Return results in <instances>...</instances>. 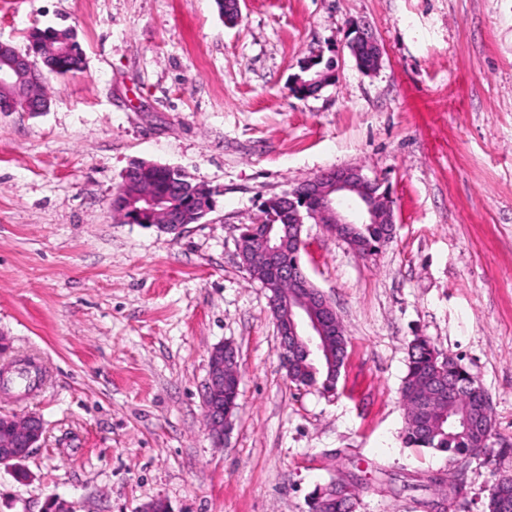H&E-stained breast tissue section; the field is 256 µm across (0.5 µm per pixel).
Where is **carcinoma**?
<instances>
[{"instance_id":"cac0c4a2","label":"carcinoma","mask_w":512,"mask_h":512,"mask_svg":"<svg viewBox=\"0 0 512 512\" xmlns=\"http://www.w3.org/2000/svg\"><path fill=\"white\" fill-rule=\"evenodd\" d=\"M169 174L155 170L143 178L139 190L150 191L162 187ZM265 220L246 224L242 232L256 241L266 232L267 225H285V215L274 207L265 206ZM358 250L373 251L385 243L382 228L358 225ZM336 335L331 337L330 359H317L301 355L289 371L290 382L297 388L317 386L330 391L337 385L341 369L347 358V338L339 325L332 326ZM457 376V393L451 399L426 401L432 383L448 381V375ZM484 388L469 378L468 370L450 355L438 351L428 340L416 338L408 351L407 373L401 387V399L406 411L403 442L413 448L449 453L469 458L487 448L494 435L495 419L485 417ZM512 504V475H502L489 490V512H498L502 499ZM353 497L333 499L327 488L317 491L311 503V512H352Z\"/></svg>"}]
</instances>
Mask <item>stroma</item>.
<instances>
[{
	"label": "stroma",
	"mask_w": 512,
	"mask_h": 512,
	"mask_svg": "<svg viewBox=\"0 0 512 512\" xmlns=\"http://www.w3.org/2000/svg\"><path fill=\"white\" fill-rule=\"evenodd\" d=\"M0 0V40L72 28L81 71L49 77L42 115L0 112V413L44 432L0 512H310L353 482V512H488L512 475V0ZM364 22L382 48L363 72ZM336 80L299 98L310 62ZM177 167L216 191L180 234L111 207L131 163ZM390 186L394 238L363 256L320 224L301 263L348 339L335 393L282 367L268 292L242 267L262 201L328 169ZM418 336L461 360L492 402L498 442L477 457L405 447L400 388ZM232 342L239 410L223 443L202 407L210 350ZM350 39L347 42L352 55L355 57L357 62H360V55L362 53L369 54L375 61V66L364 69L367 72L376 70L380 64L381 59V48L372 35L368 28L364 24L358 22H352L350 24ZM506 496L511 505L509 511H498L499 502ZM489 512H512V475H501L489 490Z\"/></svg>",
	"instance_id": "stroma-1"
}]
</instances>
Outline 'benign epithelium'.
I'll return each mask as SVG.
<instances>
[{"instance_id":"obj_1","label":"benign epithelium","mask_w":512,"mask_h":512,"mask_svg":"<svg viewBox=\"0 0 512 512\" xmlns=\"http://www.w3.org/2000/svg\"><path fill=\"white\" fill-rule=\"evenodd\" d=\"M46 30L35 27L29 35V48L22 54L11 45L0 42V88L7 96L0 99V112L20 110L33 115L49 110V96L45 91L48 71L58 69V63L68 59L72 43L61 41L52 48V58L43 57L42 43ZM355 59L363 53L369 54L376 70L380 64L381 48L368 28L358 22L350 24L347 42ZM294 86L304 91V96H315L326 86V75L321 71L304 69L296 77ZM316 202V210L302 212L298 200ZM172 194L140 195L137 204L123 210L131 224H153L154 214H164L165 223L158 228L168 233H180L187 225L196 223L207 215L195 212L193 200L175 207L169 204ZM279 202H288V237L267 227L260 244L240 242L241 265L257 278L263 288L270 292L268 301L279 336L278 355L284 368H290L298 350L312 346L324 355H331L326 339L327 318L337 317L336 310L327 297L318 290L303 271L299 260L281 262L284 242L300 248L303 246L302 232L306 220L311 218L328 225L331 231L338 227L348 229L356 224H385L393 226L394 214L388 190L382 183L363 174L359 167L330 169L301 183L292 191L276 197ZM237 354L220 344L210 350L208 378L203 395V411L212 438L224 439V374L239 376ZM43 427L42 419L34 414L23 417L0 415V466L14 467V463L25 461L40 441L37 433Z\"/></svg>"}]
</instances>
